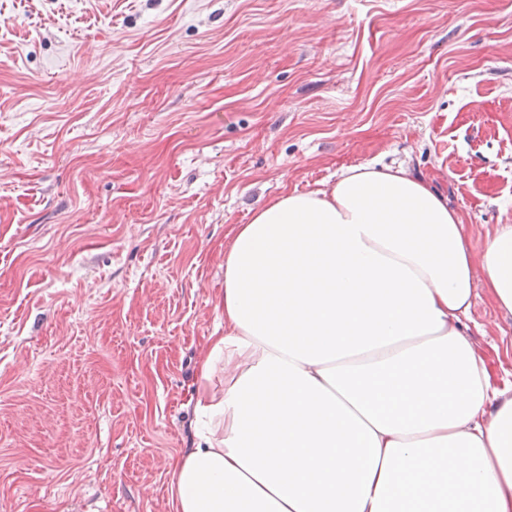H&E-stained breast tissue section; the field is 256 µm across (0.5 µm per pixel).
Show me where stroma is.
<instances>
[{
	"mask_svg": "<svg viewBox=\"0 0 512 512\" xmlns=\"http://www.w3.org/2000/svg\"><path fill=\"white\" fill-rule=\"evenodd\" d=\"M372 161L512 224V0H0V512H170L233 229Z\"/></svg>",
	"mask_w": 512,
	"mask_h": 512,
	"instance_id": "stroma-1",
	"label": "stroma"
}]
</instances>
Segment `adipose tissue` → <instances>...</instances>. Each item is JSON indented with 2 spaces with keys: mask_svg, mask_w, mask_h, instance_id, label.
<instances>
[{
  "mask_svg": "<svg viewBox=\"0 0 512 512\" xmlns=\"http://www.w3.org/2000/svg\"><path fill=\"white\" fill-rule=\"evenodd\" d=\"M478 275L512 314V224L474 253L401 164L256 209L224 251L172 512H512V392L462 326Z\"/></svg>",
  "mask_w": 512,
  "mask_h": 512,
  "instance_id": "1",
  "label": "adipose tissue"
}]
</instances>
